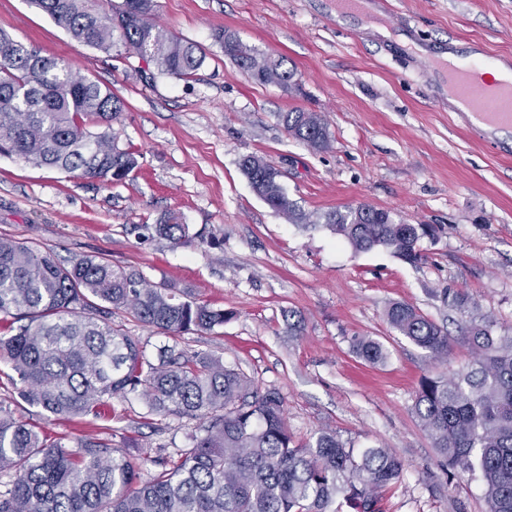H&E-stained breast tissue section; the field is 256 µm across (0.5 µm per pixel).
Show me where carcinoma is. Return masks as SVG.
<instances>
[{
	"label": "carcinoma",
	"mask_w": 512,
	"mask_h": 512,
	"mask_svg": "<svg viewBox=\"0 0 512 512\" xmlns=\"http://www.w3.org/2000/svg\"><path fill=\"white\" fill-rule=\"evenodd\" d=\"M31 3L75 39L106 52L133 50L161 74L188 79L204 63L195 44L156 27L154 0H120L103 13L85 0ZM213 37L254 81L291 85L296 72L283 58L259 56L222 30ZM124 107L108 86L0 30V154L121 181L138 166L112 133ZM279 118L310 148L328 145L318 113L296 109ZM240 167L272 210L307 223L273 164L248 155ZM323 219L354 251L383 248L410 263L421 260L419 242L435 235L430 224H405L367 204ZM156 233L173 244L191 239L188 225L173 218ZM119 312L169 337L210 331L228 317L104 258L64 264L28 241L0 237V361L25 384L20 399L53 416L104 419L109 397L132 393L150 415L208 419L204 434L190 435L191 447L167 454L135 441L113 443L114 426L106 438L42 435L0 405V474L10 477L0 512H332L339 495L351 512H382L380 493L403 477L396 453L357 451L329 433L296 441L278 392L259 393L251 377L215 354L172 346L153 362L147 344L112 322ZM386 317L418 347L448 357V332L413 305L395 303ZM464 336L473 362L421 378L414 413L444 467L479 470L487 512H512V336L492 335L487 321L470 323ZM352 349L372 365L388 357L367 336L355 337ZM125 448L139 449L156 470L142 478Z\"/></svg>",
	"instance_id": "obj_1"
}]
</instances>
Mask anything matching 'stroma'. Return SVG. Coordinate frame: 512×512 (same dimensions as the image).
<instances>
[{"mask_svg":"<svg viewBox=\"0 0 512 512\" xmlns=\"http://www.w3.org/2000/svg\"><path fill=\"white\" fill-rule=\"evenodd\" d=\"M153 21L199 46L190 80L142 77L147 64L86 46L27 0H0V28L15 41L62 57L125 103L112 129L138 166L117 183L36 168L0 156V236L32 241L58 260L100 256L165 283L229 317L210 332L172 338L127 322L148 351L169 345L223 356L259 390H277L288 427L306 441L336 435L349 448L382 446L404 474L382 495L384 512H486L479 479L446 471L413 412L419 381L473 360L461 323L488 320L512 336V129L479 138L448 106L421 54L467 53L482 44L512 60V0H373L371 19L338 14L336 0H155ZM386 19L389 37L375 22ZM260 54L283 57L293 88L256 83L225 57L215 30ZM318 113L329 134L316 151L288 135L279 113ZM258 155L312 222L274 212L239 163ZM368 204L408 224H431L412 265L386 249L357 252L324 213ZM206 242L172 245L155 225L168 217ZM464 294L467 306L455 297ZM405 302L447 327L439 359L390 327L389 305ZM368 336L385 363L356 357ZM126 436L186 447L195 420L153 417L135 395L113 396ZM25 418L53 436L95 435L90 419H56L36 407ZM352 349L357 357L372 365L384 363L388 357L383 345L367 336L355 337L352 341Z\"/></svg>","mask_w":512,"mask_h":512,"instance_id":"35a3bbf8","label":"stroma"}]
</instances>
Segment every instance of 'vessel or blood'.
<instances>
[{
  "mask_svg": "<svg viewBox=\"0 0 512 512\" xmlns=\"http://www.w3.org/2000/svg\"><path fill=\"white\" fill-rule=\"evenodd\" d=\"M496 57L478 50L468 62L447 61L450 94L456 111L465 113L480 130L512 126V76L486 81V70L495 68Z\"/></svg>",
  "mask_w": 512,
  "mask_h": 512,
  "instance_id": "obj_1",
  "label": "vessel or blood"
}]
</instances>
